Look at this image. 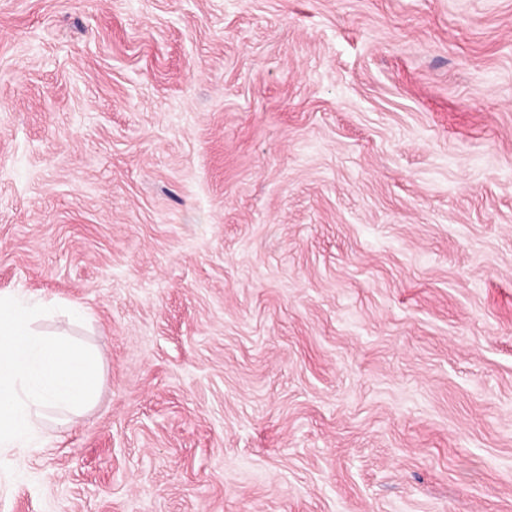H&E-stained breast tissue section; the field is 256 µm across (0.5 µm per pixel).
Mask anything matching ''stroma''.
Listing matches in <instances>:
<instances>
[{
    "instance_id": "stroma-1",
    "label": "stroma",
    "mask_w": 512,
    "mask_h": 512,
    "mask_svg": "<svg viewBox=\"0 0 512 512\" xmlns=\"http://www.w3.org/2000/svg\"><path fill=\"white\" fill-rule=\"evenodd\" d=\"M1 293L0 512H512V0H0Z\"/></svg>"
}]
</instances>
